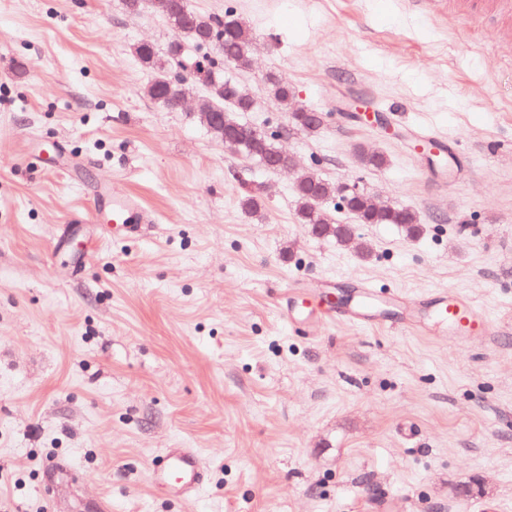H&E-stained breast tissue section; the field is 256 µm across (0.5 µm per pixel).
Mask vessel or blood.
<instances>
[{"instance_id": "obj_1", "label": "vessel or blood", "mask_w": 512, "mask_h": 512, "mask_svg": "<svg viewBox=\"0 0 512 512\" xmlns=\"http://www.w3.org/2000/svg\"><path fill=\"white\" fill-rule=\"evenodd\" d=\"M453 11L472 18L489 19L500 27L512 26V0H448ZM150 220L138 198L113 194L112 206L105 218L113 224H130L135 217ZM400 290L380 293L372 284L359 283L347 304H332L322 299L313 304L288 301L284 315L288 323L305 329L327 321H344L357 327L381 326L385 320L379 305L398 306L404 303ZM461 342L478 341L494 344L497 331L472 299L445 288L430 291L410 310L402 312L398 324L409 329L421 328L423 321ZM202 458L194 448H167L154 459L150 469L153 486L173 497H184L196 492L201 484Z\"/></svg>"}]
</instances>
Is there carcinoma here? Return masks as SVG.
Listing matches in <instances>:
<instances>
[{
    "instance_id": "obj_1",
    "label": "carcinoma",
    "mask_w": 512,
    "mask_h": 512,
    "mask_svg": "<svg viewBox=\"0 0 512 512\" xmlns=\"http://www.w3.org/2000/svg\"><path fill=\"white\" fill-rule=\"evenodd\" d=\"M153 10L179 31V38L162 54L148 43L135 47L140 64L155 72L147 87V96L162 108L176 103L185 95L187 87L176 79L175 74L179 71L189 73L210 51L215 60L207 64L205 80L196 82L207 92L195 113L196 119L215 139L221 142L226 138L235 140L239 154L268 170L283 162L282 151L274 144V137L253 132L252 127L235 117L239 112L255 109L254 99L227 72L231 67H248L251 59L252 39L236 14L231 10L224 12L222 17L199 13L189 6L188 0H161V5ZM266 84L274 100L290 111L292 129L310 135L320 130L321 125L310 118L312 109L295 103L293 90L287 83L277 75L269 74ZM357 158L366 169H380L385 164L383 155L363 149L358 150ZM339 189V184L311 171L300 172L293 184L298 222L317 228L318 236L334 238L344 245L351 243L357 224H395L410 238L421 234L422 224L413 209L401 205L376 208L363 192L352 193L341 200L343 209L354 223L336 221L323 212L322 204L339 197Z\"/></svg>"
}]
</instances>
